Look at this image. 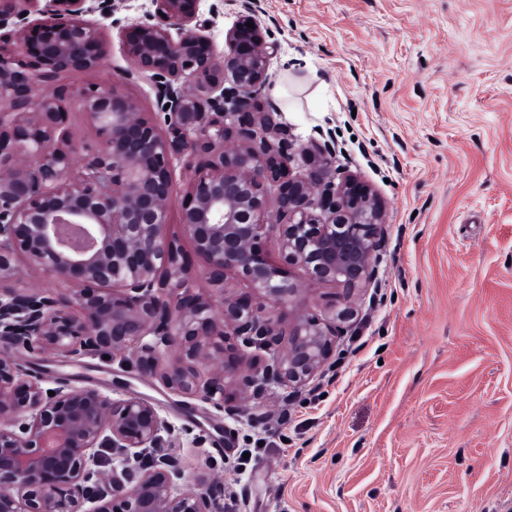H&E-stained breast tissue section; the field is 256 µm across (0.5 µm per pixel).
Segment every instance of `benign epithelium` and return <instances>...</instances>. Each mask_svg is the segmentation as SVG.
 Segmentation results:
<instances>
[{"label":"benign epithelium","mask_w":512,"mask_h":512,"mask_svg":"<svg viewBox=\"0 0 512 512\" xmlns=\"http://www.w3.org/2000/svg\"><path fill=\"white\" fill-rule=\"evenodd\" d=\"M149 2L122 40L156 111L99 84L77 89L93 129L79 159L61 81L103 66L105 38L83 15L107 18L115 2L0 0V343L45 358L107 353L235 415L240 399L323 374L375 285L385 206L357 176H336L329 145L280 137L257 101L279 44L252 8L220 52L218 5L206 18L204 0ZM178 168L180 226L218 301L190 286L188 256L165 233ZM272 234L276 261L263 248ZM22 257L74 299L15 287ZM231 279L251 292L225 295ZM325 284L345 291L326 312L286 323L273 312ZM46 382L0 355V512H224L221 476L187 475L182 432L149 400Z\"/></svg>","instance_id":"7a95c632"}]
</instances>
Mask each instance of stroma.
I'll return each mask as SVG.
<instances>
[{
    "label": "stroma",
    "mask_w": 512,
    "mask_h": 512,
    "mask_svg": "<svg viewBox=\"0 0 512 512\" xmlns=\"http://www.w3.org/2000/svg\"><path fill=\"white\" fill-rule=\"evenodd\" d=\"M280 45L260 101L297 143L386 207L377 286L324 376L283 407L186 402L103 356L43 359L76 387L158 405L187 468L224 478V512H512V0H256ZM146 0H118L107 58L68 78L141 111L120 31Z\"/></svg>",
    "instance_id": "35a3bbf8"
}]
</instances>
